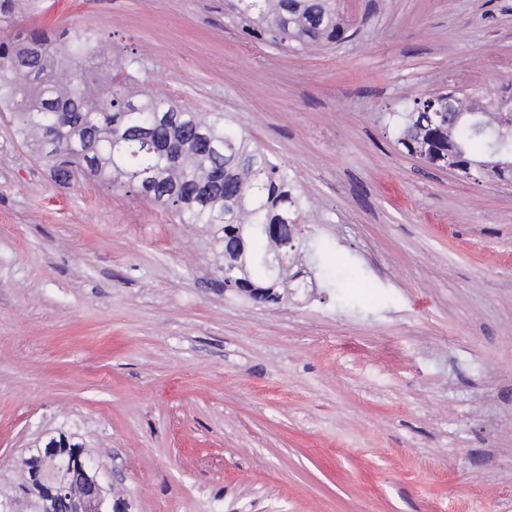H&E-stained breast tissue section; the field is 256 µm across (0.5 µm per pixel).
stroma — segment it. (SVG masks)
<instances>
[{
    "label": "stroma",
    "instance_id": "35a3bbf8",
    "mask_svg": "<svg viewBox=\"0 0 512 512\" xmlns=\"http://www.w3.org/2000/svg\"><path fill=\"white\" fill-rule=\"evenodd\" d=\"M331 49L224 0H42L139 83L292 171L313 286L225 291L201 228L56 183L0 114V475L58 433L129 512H512V182L428 167L389 115L512 79V0H341Z\"/></svg>",
    "mask_w": 512,
    "mask_h": 512
}]
</instances>
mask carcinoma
Masks as SVG:
<instances>
[{
	"label": "carcinoma",
	"mask_w": 512,
	"mask_h": 512,
	"mask_svg": "<svg viewBox=\"0 0 512 512\" xmlns=\"http://www.w3.org/2000/svg\"><path fill=\"white\" fill-rule=\"evenodd\" d=\"M39 0H0V27H11ZM230 14L249 40L284 49L330 45L345 32L337 0H234ZM90 31H17L0 42V99L12 101L15 134L54 179L79 176L135 191L180 224H200L224 259L227 289L277 305L300 271L269 268L263 257L294 258L305 203L288 168L236 132L222 112L201 113L132 84L138 58L109 56ZM497 100L423 93L390 113L397 144L425 162L512 182V81ZM64 478L80 472L89 449L61 434ZM16 491L35 512H66L48 502L41 449L20 458Z\"/></svg>",
	"instance_id": "cac0c4a2"
}]
</instances>
